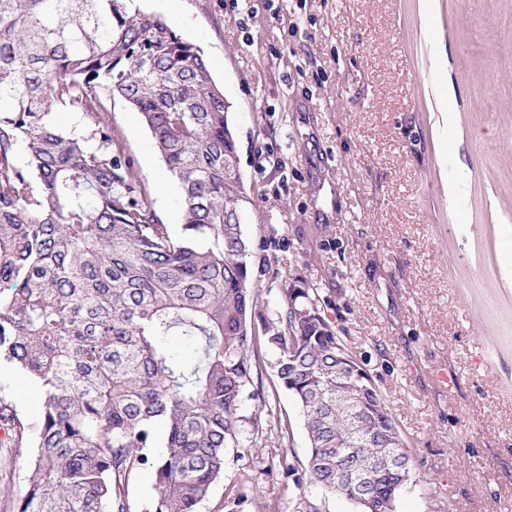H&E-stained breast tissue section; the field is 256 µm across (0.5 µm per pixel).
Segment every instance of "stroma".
Returning a JSON list of instances; mask_svg holds the SVG:
<instances>
[{
	"label": "stroma",
	"instance_id": "1",
	"mask_svg": "<svg viewBox=\"0 0 512 512\" xmlns=\"http://www.w3.org/2000/svg\"><path fill=\"white\" fill-rule=\"evenodd\" d=\"M179 17L230 105L262 313L286 288L372 376L417 452L396 512H512V0H139ZM113 126L174 236L178 187L138 113ZM262 347L199 512H356L308 482L300 410ZM37 422L39 387L0 365ZM247 497L235 498L237 487Z\"/></svg>",
	"mask_w": 512,
	"mask_h": 512
}]
</instances>
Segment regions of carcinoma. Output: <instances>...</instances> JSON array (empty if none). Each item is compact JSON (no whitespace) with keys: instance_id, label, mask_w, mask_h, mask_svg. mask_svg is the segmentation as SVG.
<instances>
[{"instance_id":"obj_1","label":"carcinoma","mask_w":512,"mask_h":512,"mask_svg":"<svg viewBox=\"0 0 512 512\" xmlns=\"http://www.w3.org/2000/svg\"><path fill=\"white\" fill-rule=\"evenodd\" d=\"M133 2L0 0V363L44 395L35 426L0 396L3 445L30 464L6 512H132L128 480L144 467L147 512H198L244 422L263 431L261 414H239L263 344L302 412L308 481L358 512H396L412 451L376 386L337 381L347 348L314 289H283L256 332L224 94L201 48ZM117 100L178 186L179 240L112 126ZM59 112L84 132L58 127ZM174 335L194 361L168 349ZM362 476L368 505L350 493Z\"/></svg>"}]
</instances>
